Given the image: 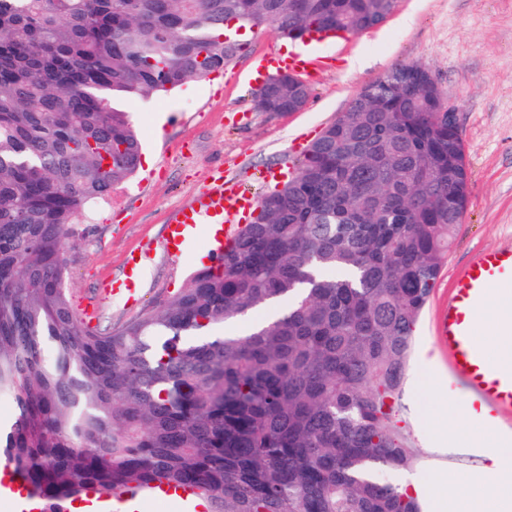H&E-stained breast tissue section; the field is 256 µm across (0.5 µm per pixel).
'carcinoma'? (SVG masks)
<instances>
[{
	"instance_id": "carcinoma-1",
	"label": "carcinoma",
	"mask_w": 512,
	"mask_h": 512,
	"mask_svg": "<svg viewBox=\"0 0 512 512\" xmlns=\"http://www.w3.org/2000/svg\"><path fill=\"white\" fill-rule=\"evenodd\" d=\"M397 0H0V464L44 512L190 486L207 512H422L399 397L466 210L458 133L415 64L357 94L222 261L119 330L65 278L72 226L134 175L121 99L203 80L274 24L359 33ZM272 79L262 112L309 99ZM243 332L213 330L259 311Z\"/></svg>"
}]
</instances>
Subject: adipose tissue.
I'll use <instances>...</instances> for the list:
<instances>
[{
	"instance_id": "1",
	"label": "adipose tissue",
	"mask_w": 512,
	"mask_h": 512,
	"mask_svg": "<svg viewBox=\"0 0 512 512\" xmlns=\"http://www.w3.org/2000/svg\"><path fill=\"white\" fill-rule=\"evenodd\" d=\"M474 471H444L436 479L432 512H512V440L487 450Z\"/></svg>"
}]
</instances>
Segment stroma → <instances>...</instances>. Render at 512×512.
<instances>
[{"label": "stroma", "instance_id": "35a3bbf8", "mask_svg": "<svg viewBox=\"0 0 512 512\" xmlns=\"http://www.w3.org/2000/svg\"><path fill=\"white\" fill-rule=\"evenodd\" d=\"M286 44L272 25L256 27L219 78L125 102L151 162L75 225L66 287L74 308L95 305L101 329H120L159 308L203 265L209 242L204 225L196 226L179 261L165 250L172 217L203 185L225 174L258 194L274 189L272 174L296 166L364 86L398 65H421L457 116L469 175L465 215L420 317L402 388V424L420 457L412 469L388 475L393 482L417 484L425 495L436 470L484 463L482 450L452 441L455 414L471 404L451 381L448 349L438 344L435 327L454 269L476 251L512 243V0H399L382 25L320 47L329 62L309 78L312 94L302 111H259L255 59ZM134 252L146 264L139 300L128 305L110 297L106 285L122 278ZM432 365L440 373L435 382L427 376Z\"/></svg>", "mask_w": 512, "mask_h": 512}]
</instances>
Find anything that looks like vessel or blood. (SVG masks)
Listing matches in <instances>:
<instances>
[{
    "label": "vessel or blood",
    "mask_w": 512,
    "mask_h": 512,
    "mask_svg": "<svg viewBox=\"0 0 512 512\" xmlns=\"http://www.w3.org/2000/svg\"><path fill=\"white\" fill-rule=\"evenodd\" d=\"M324 40V35L315 33L308 38V51H271L260 56L256 64L259 78L279 72H314L316 61L310 49ZM257 202L256 195L235 178L210 183L169 225L170 254L181 255L189 231L195 225L209 224L217 218L221 219L224 232L210 244L209 253L213 256L223 253L239 233L242 222L252 215ZM141 278L139 258L129 257L124 277L112 284V294L136 299ZM507 283L512 284V245L477 252L472 261L454 271L448 307L436 328L438 341L448 347L456 381L471 398L474 411L487 419L512 415V359L498 362L488 359L474 337V328L487 289ZM151 499L160 512H176L182 505L192 503L193 493L187 488L161 486L152 491Z\"/></svg>",
    "instance_id": "vessel-or-blood-1"
}]
</instances>
